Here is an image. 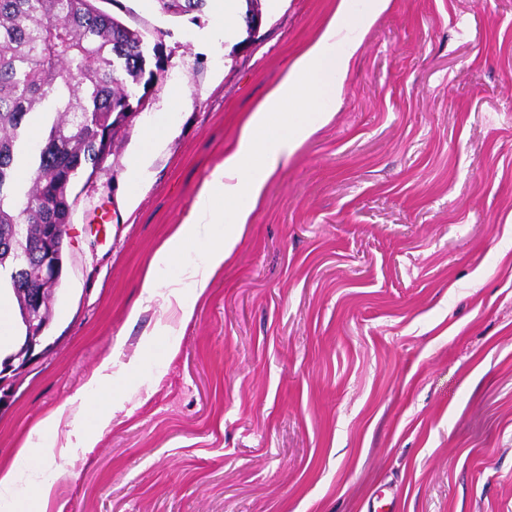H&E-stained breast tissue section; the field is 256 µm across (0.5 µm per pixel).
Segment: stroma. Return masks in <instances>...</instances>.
I'll return each instance as SVG.
<instances>
[{"instance_id":"stroma-1","label":"stroma","mask_w":512,"mask_h":512,"mask_svg":"<svg viewBox=\"0 0 512 512\" xmlns=\"http://www.w3.org/2000/svg\"><path fill=\"white\" fill-rule=\"evenodd\" d=\"M96 4L161 43L165 70L71 188L53 319L0 387V468L39 451L22 477L52 483L49 512H512V0H396L234 258L199 297L161 270L147 304L156 251L336 0L255 26L238 8L231 45L208 9ZM174 285L195 302L184 326ZM109 356L95 446L78 407L39 431Z\"/></svg>"}]
</instances>
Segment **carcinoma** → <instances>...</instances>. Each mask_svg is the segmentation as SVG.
Instances as JSON below:
<instances>
[{
    "instance_id": "carcinoma-1",
    "label": "carcinoma",
    "mask_w": 512,
    "mask_h": 512,
    "mask_svg": "<svg viewBox=\"0 0 512 512\" xmlns=\"http://www.w3.org/2000/svg\"><path fill=\"white\" fill-rule=\"evenodd\" d=\"M158 2L171 15L207 4ZM162 71L143 35L92 0H0V290L18 314L37 284L5 254L22 240L28 263L40 260L42 225L69 223L72 184L102 163L99 144L117 132L108 115Z\"/></svg>"
}]
</instances>
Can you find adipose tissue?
<instances>
[{
  "instance_id": "adipose-tissue-1",
  "label": "adipose tissue",
  "mask_w": 512,
  "mask_h": 512,
  "mask_svg": "<svg viewBox=\"0 0 512 512\" xmlns=\"http://www.w3.org/2000/svg\"><path fill=\"white\" fill-rule=\"evenodd\" d=\"M392 6L393 0H366L358 12L354 0H336V8L317 39L249 113L238 139L225 148L223 162L215 166L197 193L191 218L178 225L156 253L153 268L145 276L146 292H153L154 270L160 266L185 268L195 291H205L241 243L282 158L294 153L314 132L312 116L328 115L366 32ZM190 253L197 262L187 268L183 261ZM111 368L110 361H103L90 379L96 391L87 403L93 413L94 432L109 421ZM94 432L87 435L86 446L94 445Z\"/></svg>"
}]
</instances>
